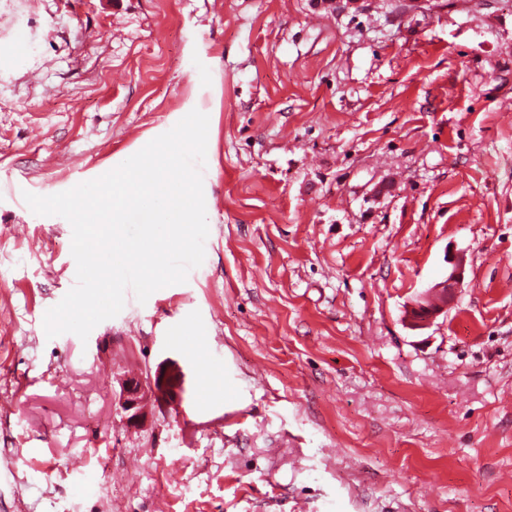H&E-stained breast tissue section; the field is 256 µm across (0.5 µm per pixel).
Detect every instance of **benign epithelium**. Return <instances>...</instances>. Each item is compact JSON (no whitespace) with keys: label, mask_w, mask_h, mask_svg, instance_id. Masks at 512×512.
<instances>
[{"label":"benign epithelium","mask_w":512,"mask_h":512,"mask_svg":"<svg viewBox=\"0 0 512 512\" xmlns=\"http://www.w3.org/2000/svg\"><path fill=\"white\" fill-rule=\"evenodd\" d=\"M446 261L450 271L445 279L434 283L413 303L407 306L404 318L414 330L429 327L439 316L448 313L464 281L466 255L449 252ZM177 378L161 365L155 374L144 379L129 377L120 381L118 404L126 424L132 428L145 426L155 409L177 397Z\"/></svg>","instance_id":"benign-epithelium-1"}]
</instances>
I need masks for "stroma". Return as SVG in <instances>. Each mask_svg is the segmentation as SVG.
Listing matches in <instances>:
<instances>
[{
	"mask_svg": "<svg viewBox=\"0 0 512 512\" xmlns=\"http://www.w3.org/2000/svg\"><path fill=\"white\" fill-rule=\"evenodd\" d=\"M193 105L203 264L47 338L72 227L24 192ZM0 512H512V0H0ZM446 261L450 266L446 278L428 287L418 299L407 306L404 318L411 329L428 328L439 316L447 315L448 306L455 300L464 281L466 255L462 252H449ZM430 298H437L438 301L432 303ZM177 378L161 365L154 376L129 377L119 383L118 404L126 424L132 428L145 426L156 408L177 397Z\"/></svg>",
	"mask_w": 512,
	"mask_h": 512,
	"instance_id": "35a3bbf8",
	"label": "stroma"
}]
</instances>
